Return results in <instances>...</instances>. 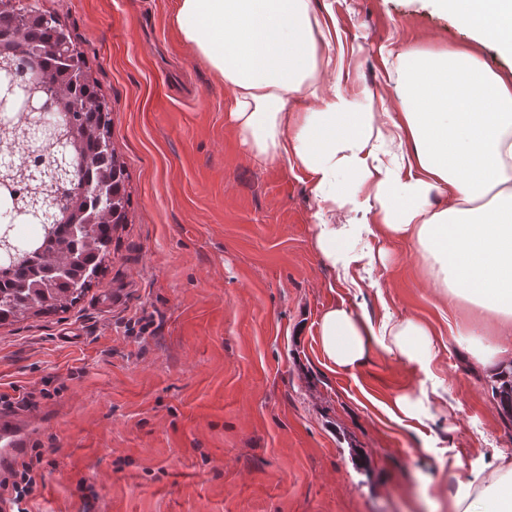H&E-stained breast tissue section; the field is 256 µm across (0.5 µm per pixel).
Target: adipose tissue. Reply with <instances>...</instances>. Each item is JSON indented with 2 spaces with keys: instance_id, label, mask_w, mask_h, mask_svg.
<instances>
[{
  "instance_id": "obj_1",
  "label": "adipose tissue",
  "mask_w": 512,
  "mask_h": 512,
  "mask_svg": "<svg viewBox=\"0 0 512 512\" xmlns=\"http://www.w3.org/2000/svg\"><path fill=\"white\" fill-rule=\"evenodd\" d=\"M480 41L512 56V0H433ZM173 21L218 80L233 91L229 123L254 159L295 163L319 206L313 245L332 268L363 275L364 233L414 246L424 275L449 307L465 311L455 344L495 374L512 364V79L477 52L396 53L399 111H372L336 89L323 54L331 28L311 0H177ZM343 213L344 223H329ZM325 366L349 372L378 353L422 373L398 394L396 421L436 420L442 387L429 325L411 316L380 321L345 304L320 316ZM450 512H512V464L491 462L458 478Z\"/></svg>"
}]
</instances>
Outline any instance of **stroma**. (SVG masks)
Segmentation results:
<instances>
[{"label": "stroma", "instance_id": "1", "mask_svg": "<svg viewBox=\"0 0 512 512\" xmlns=\"http://www.w3.org/2000/svg\"><path fill=\"white\" fill-rule=\"evenodd\" d=\"M80 43L112 104L129 224L100 283L64 314L0 326V394L53 388L26 416L43 453L27 512H448L463 472L512 461L488 377L458 351L460 318L411 245L360 285L312 244L317 204L290 163L248 157L232 91L183 40L175 0H39ZM336 37L338 90L391 100V49L476 48L430 0H312ZM427 323L448 414L414 429L384 410L421 376L372 354L322 364V312ZM151 327L136 336L142 321Z\"/></svg>", "mask_w": 512, "mask_h": 512}]
</instances>
